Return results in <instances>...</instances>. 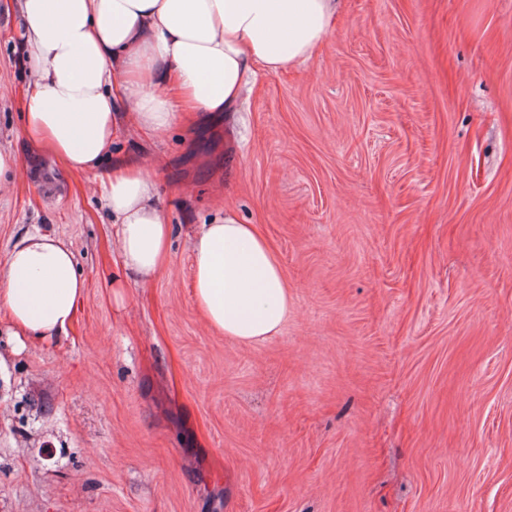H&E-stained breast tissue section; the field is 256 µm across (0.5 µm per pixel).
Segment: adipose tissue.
<instances>
[{
  "label": "adipose tissue",
  "mask_w": 512,
  "mask_h": 512,
  "mask_svg": "<svg viewBox=\"0 0 512 512\" xmlns=\"http://www.w3.org/2000/svg\"><path fill=\"white\" fill-rule=\"evenodd\" d=\"M341 0H19L27 62L22 131L67 166L99 175L124 272L149 281L171 255V226L139 161L100 165L121 114L159 135L199 112L234 111L250 74L312 58ZM192 302L224 336L257 343L288 318V283L257 225L232 214L191 237ZM85 279L62 238H22L0 266V306L17 341L71 324Z\"/></svg>",
  "instance_id": "ef3b65f1"
}]
</instances>
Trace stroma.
<instances>
[{
	"label": "stroma",
	"instance_id": "obj_1",
	"mask_svg": "<svg viewBox=\"0 0 512 512\" xmlns=\"http://www.w3.org/2000/svg\"><path fill=\"white\" fill-rule=\"evenodd\" d=\"M0 0V265L26 234L86 278L66 333L0 308V512H512V0H343L307 63L192 133L126 125L172 258L112 286L92 175L21 133L33 75ZM232 211L288 280L277 336L192 303L189 233Z\"/></svg>",
	"mask_w": 512,
	"mask_h": 512
}]
</instances>
